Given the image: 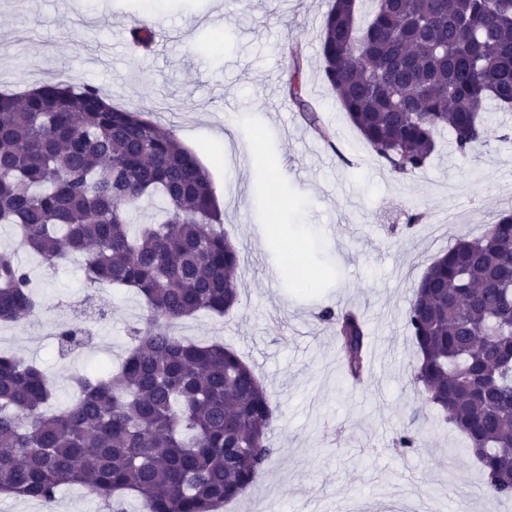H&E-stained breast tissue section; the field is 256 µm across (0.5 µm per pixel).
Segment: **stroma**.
Here are the masks:
<instances>
[{"label": "stroma", "mask_w": 512, "mask_h": 512, "mask_svg": "<svg viewBox=\"0 0 512 512\" xmlns=\"http://www.w3.org/2000/svg\"><path fill=\"white\" fill-rule=\"evenodd\" d=\"M332 0H0V91L93 85L112 104L173 130L210 173L238 246V301L180 321L184 339L220 341L254 370L276 409V448L256 484L224 512H512L487 493L464 436L440 420L414 374L404 312L429 265L512 210V112L488 105L489 138L459 157L448 137L424 171L398 178L378 161L324 82L320 35ZM163 33L149 56L123 40L139 20ZM300 43L306 95L335 135L327 145L283 91ZM230 133L228 144L216 137ZM420 221L407 225L406 217ZM300 249L294 275L281 268ZM31 267L41 309L0 325V349L42 364L59 401L73 374L122 359L142 310L112 289L91 347L59 355L55 334L87 292L79 261ZM358 311L367 372H346L324 307ZM415 445L395 447L402 430ZM0 512H110L78 485L53 504L0 495Z\"/></svg>", "instance_id": "1"}]
</instances>
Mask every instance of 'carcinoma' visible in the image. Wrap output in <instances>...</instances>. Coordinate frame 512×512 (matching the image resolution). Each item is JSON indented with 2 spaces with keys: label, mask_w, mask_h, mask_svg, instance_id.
Wrapping results in <instances>:
<instances>
[{
  "label": "carcinoma",
  "mask_w": 512,
  "mask_h": 512,
  "mask_svg": "<svg viewBox=\"0 0 512 512\" xmlns=\"http://www.w3.org/2000/svg\"><path fill=\"white\" fill-rule=\"evenodd\" d=\"M333 0L321 29L323 78L375 156L398 177L422 171L448 131L466 158L488 139L483 108L512 110V0ZM153 27L129 30L150 53ZM285 86L307 126L332 135L305 97L302 47ZM157 198L161 220L130 213ZM0 224L49 267L82 259L87 287L143 300L116 368L78 372L58 409L34 361L0 352V494L51 504L79 485L125 512H221L245 495L275 448V407L253 369L220 343H191L171 323L224 315L238 301L241 253L224 232L208 170L145 113L105 103L96 87L44 84L0 93ZM31 271L0 250V322L34 315ZM348 373L366 365L367 330L351 310H324ZM405 326L419 351L415 381L462 433L488 493L512 498V212L461 239L417 283ZM88 325L56 333L59 351L88 345Z\"/></svg>",
  "instance_id": "carcinoma-1"
}]
</instances>
